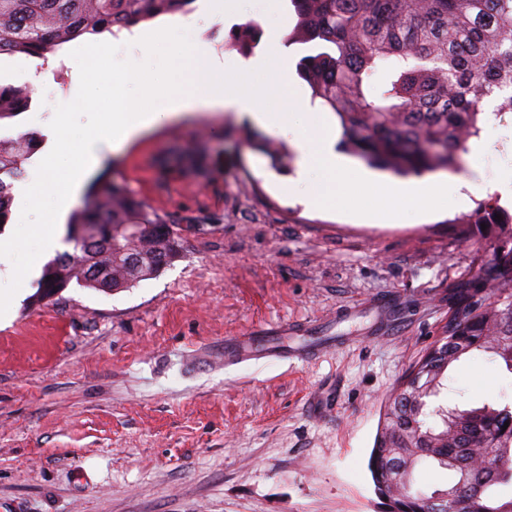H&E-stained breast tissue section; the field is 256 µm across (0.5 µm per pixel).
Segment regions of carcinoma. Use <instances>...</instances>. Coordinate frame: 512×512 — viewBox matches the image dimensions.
<instances>
[{
    "label": "carcinoma",
    "instance_id": "1",
    "mask_svg": "<svg viewBox=\"0 0 512 512\" xmlns=\"http://www.w3.org/2000/svg\"><path fill=\"white\" fill-rule=\"evenodd\" d=\"M299 22L296 40L314 44L299 63L312 101L337 117L340 146L368 165L398 175L420 176L438 169L460 171L470 140L478 139L489 115L512 114V0H292ZM193 0H0V55L42 56L85 34L126 29L161 15L190 10ZM253 23L235 33L238 48L258 40ZM31 92L0 85V120L28 107ZM37 146L26 132L0 139V225L12 215V184L23 178ZM501 218H495V215ZM455 224H491L498 244L480 258L474 273L448 285L444 336H436L412 366L414 386L402 391L399 406L384 412L368 469L389 512H445L454 494L472 512L512 508V404L485 402L460 409L433 405L455 363L481 353L512 374V216L487 193L476 209ZM127 224L151 225L137 238L143 267L133 272L112 265L106 238ZM169 221L119 182H104L92 203L75 210L64 242L77 245L95 231L103 243L79 261L53 260L42 273L39 302L73 281L100 290L87 276L110 267L112 285L129 288L170 264L178 243ZM509 426H504V422ZM492 455L497 472L472 464V455ZM437 467L451 476L445 489L427 491L420 471ZM404 468L406 487L390 495L393 468Z\"/></svg>",
    "mask_w": 512,
    "mask_h": 512
}]
</instances>
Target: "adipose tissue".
I'll return each instance as SVG.
<instances>
[{
  "mask_svg": "<svg viewBox=\"0 0 512 512\" xmlns=\"http://www.w3.org/2000/svg\"><path fill=\"white\" fill-rule=\"evenodd\" d=\"M235 68L241 82L233 90L205 82L199 90L187 94L176 91L166 69L160 66L145 70L134 65L125 73L113 76L112 110L103 117L99 129L80 141L76 149L80 163L71 177L47 187L25 185L20 192L21 203L36 201L48 191L56 201L59 216H66L87 176L103 158L122 150L143 132L197 110L244 114L269 133L291 135L297 150V177L289 181L287 187L305 189L318 205L334 200L352 210L366 192L380 196L392 192V185L333 151L336 135L330 125H322L319 137L310 140L291 131L287 113L265 106V99L275 96L288 83V55L281 41L272 42L265 54L238 59ZM128 79L135 80L146 96L154 100L153 110L140 111L136 103L124 97L123 84ZM342 180L351 181L353 187L340 196L336 193V184ZM457 184V179L451 175L433 177L406 187L405 193L410 207L424 213L455 192Z\"/></svg>",
  "mask_w": 512,
  "mask_h": 512,
  "instance_id": "1",
  "label": "adipose tissue"
}]
</instances>
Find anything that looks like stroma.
Masks as SVG:
<instances>
[{
	"label": "stroma",
	"mask_w": 512,
	"mask_h": 512,
	"mask_svg": "<svg viewBox=\"0 0 512 512\" xmlns=\"http://www.w3.org/2000/svg\"><path fill=\"white\" fill-rule=\"evenodd\" d=\"M238 14L178 27L141 22L173 82L189 91L190 59L224 58L237 81ZM64 44L53 67L0 57V83L28 87L27 111L0 121V138L37 132L26 182H60L78 163L54 153L53 121L82 135L112 109V75L128 50L114 44L94 78ZM485 127L482 155L465 153L466 204L419 215L405 196L370 213L316 209L280 182L251 147L253 125L196 113L143 134L93 173L123 183L175 228L180 255L111 293L70 285L34 303L37 280L0 283V512H387L367 468L379 410L448 312V286L490 250L494 230L460 218L486 193L512 213V119ZM55 221L43 197L13 205L0 240L16 265L36 253L27 230ZM284 328L302 347L333 340L303 361L225 365L224 340ZM512 402V375L480 354L449 372L448 401Z\"/></svg>",
	"instance_id": "stroma-1"
}]
</instances>
